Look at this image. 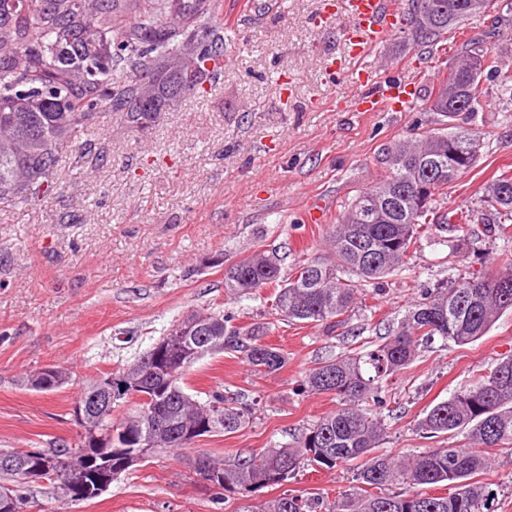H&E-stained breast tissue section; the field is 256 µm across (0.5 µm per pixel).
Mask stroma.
I'll list each match as a JSON object with an SVG mask.
<instances>
[{
  "instance_id": "stroma-1",
  "label": "stroma",
  "mask_w": 512,
  "mask_h": 512,
  "mask_svg": "<svg viewBox=\"0 0 512 512\" xmlns=\"http://www.w3.org/2000/svg\"><path fill=\"white\" fill-rule=\"evenodd\" d=\"M322 3L224 0L218 82L178 99L145 130L105 116L81 137L80 167L62 163L57 189L40 205L0 204V448L75 444L78 381L118 371L193 309L223 311L237 325L268 323L266 343L288 356L268 376L228 350L200 359L188 386L251 404L244 428L135 464L90 501L32 486L41 512H241L286 491L333 501L353 485L355 466L307 467L283 484L224 496L195 474L193 461L201 451L225 460L293 442L337 406L335 397L301 390L305 372L383 341L422 289L474 270L496 273L512 255V237L485 232L483 187L494 173L512 172V123L503 121L505 106L488 81L482 109L467 121L483 134L480 159L444 199L474 213L460 252L422 237L405 269L359 297L345 332L332 338L276 313L273 289L226 293L225 268L254 251L276 255L285 276L324 256L339 210L384 173V148L435 127L427 98L466 40L497 24L489 44L512 71V0H493L489 12L429 47L400 32L358 63L347 60L343 39L352 16L341 9L320 21ZM360 66L371 73L370 89L411 83V108L354 111L351 80ZM511 355L512 311L474 343L421 348L384 384L381 452L467 446L462 433L423 437L417 423ZM46 365L69 369L72 384L50 392L25 387L26 375ZM491 457L479 479L494 490L496 512H512V445Z\"/></svg>"
}]
</instances>
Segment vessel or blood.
Listing matches in <instances>:
<instances>
[{"instance_id": "1", "label": "vessel or blood", "mask_w": 512, "mask_h": 512, "mask_svg": "<svg viewBox=\"0 0 512 512\" xmlns=\"http://www.w3.org/2000/svg\"><path fill=\"white\" fill-rule=\"evenodd\" d=\"M347 12L357 21L349 37L352 58H363L400 30L399 13L394 0H344ZM410 97L400 84H385L372 96L359 98L360 111L380 112L385 106L405 107Z\"/></svg>"}]
</instances>
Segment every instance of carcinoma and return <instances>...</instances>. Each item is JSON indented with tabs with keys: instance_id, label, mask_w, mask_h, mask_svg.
Returning <instances> with one entry per match:
<instances>
[{
	"instance_id": "1",
	"label": "carcinoma",
	"mask_w": 512,
	"mask_h": 512,
	"mask_svg": "<svg viewBox=\"0 0 512 512\" xmlns=\"http://www.w3.org/2000/svg\"><path fill=\"white\" fill-rule=\"evenodd\" d=\"M470 0H410L409 33L418 44L431 43L461 26L478 11ZM221 0H0V203L32 206L52 189L62 150L78 163L85 145L78 138L104 115L146 127L177 97L214 81L211 64L224 56ZM453 82L443 79L432 93L430 111L456 118L479 111L482 74L496 78L497 91L512 105V72L497 66L477 42L461 49ZM433 128L414 141L387 148L386 170L370 189L344 205L330 235V254L299 264L281 279L273 254L253 252L224 270V288L245 296L281 284L272 307L291 320L314 323L331 335L346 327L358 292L403 269L410 250L429 229L452 226L467 234L472 215L440 210L437 197L470 170L480 155L481 137L457 124ZM485 209L498 215L488 233L509 234L512 175L491 177L483 191ZM512 263L494 274L480 270L421 290L388 339L363 353H343L307 371L300 386L336 397V410L320 417L297 441L265 448L224 462L201 454L194 470L206 466L220 478L218 490L278 485L305 466L334 469L362 461L356 485L331 504L315 497L282 494L242 512H495L491 490L476 480L491 464L489 449L512 444V356L474 383L455 391L425 412L418 428L429 438L467 432L465 448H429L390 456L378 452L386 436L380 409L383 380L411 364L421 345L440 338L458 346L484 336L498 318L512 311ZM202 317L207 343L199 357L238 352L257 374L283 369L282 349L260 343L264 322L236 326L221 312L193 310L184 325ZM160 338L122 371L104 376L142 378L138 393L121 383L98 390L89 382L76 399L92 394L131 398L134 408L119 422L112 415L90 423L103 435L125 430L127 444L151 439L162 450L191 448L192 430L207 416L213 425L199 435L233 434L248 424V404L236 405L219 392L200 400L185 392L182 352H156ZM110 448H85L82 442L40 450L0 449V489L13 486L16 505H30L27 467L46 463L38 481L61 499L75 500V467L82 456L98 458ZM448 483V493L415 492L418 486ZM375 489L371 493L368 488Z\"/></svg>"
}]
</instances>
